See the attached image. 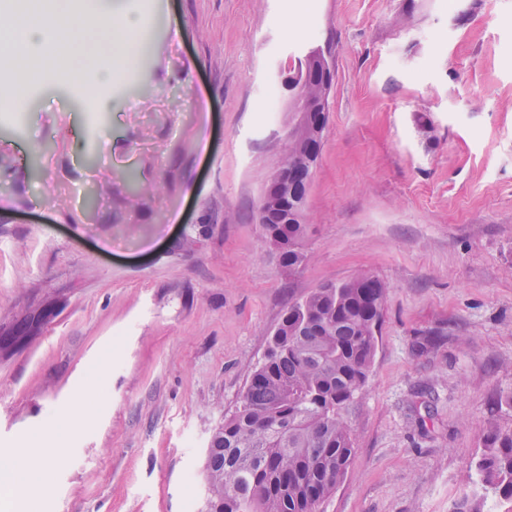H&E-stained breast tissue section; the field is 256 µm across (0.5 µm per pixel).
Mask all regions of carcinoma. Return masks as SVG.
Returning a JSON list of instances; mask_svg holds the SVG:
<instances>
[{
    "mask_svg": "<svg viewBox=\"0 0 512 512\" xmlns=\"http://www.w3.org/2000/svg\"><path fill=\"white\" fill-rule=\"evenodd\" d=\"M282 236L281 265H302L304 224H265ZM386 287L367 271L288 305L235 410L213 429L202 512H321L350 464L344 414L366 383ZM476 483L512 504V430L492 424ZM465 494L452 512H482Z\"/></svg>",
    "mask_w": 512,
    "mask_h": 512,
    "instance_id": "1",
    "label": "carcinoma"
}]
</instances>
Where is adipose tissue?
<instances>
[{
	"label": "adipose tissue",
	"instance_id": "1",
	"mask_svg": "<svg viewBox=\"0 0 512 512\" xmlns=\"http://www.w3.org/2000/svg\"><path fill=\"white\" fill-rule=\"evenodd\" d=\"M151 28L130 13L88 10L85 0H0V65L15 72L13 97L23 102L32 85L59 76L81 83L88 75L111 80L133 67Z\"/></svg>",
	"mask_w": 512,
	"mask_h": 512
}]
</instances>
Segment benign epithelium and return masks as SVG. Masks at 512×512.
Instances as JSON below:
<instances>
[{"label": "benign epithelium", "mask_w": 512, "mask_h": 512, "mask_svg": "<svg viewBox=\"0 0 512 512\" xmlns=\"http://www.w3.org/2000/svg\"><path fill=\"white\" fill-rule=\"evenodd\" d=\"M294 90L290 109L299 114L287 132L289 157L274 170L260 196L267 224H303L314 169L320 154L326 123L324 110L335 81L330 50L314 48L302 56L301 65L287 61Z\"/></svg>", "instance_id": "1"}]
</instances>
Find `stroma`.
<instances>
[{"label":"stroma","instance_id":"stroma-1","mask_svg":"<svg viewBox=\"0 0 512 512\" xmlns=\"http://www.w3.org/2000/svg\"><path fill=\"white\" fill-rule=\"evenodd\" d=\"M112 9L154 31L137 67L0 108V325L50 307L0 351V454L68 449L30 476L38 512H200L209 435L289 302L362 269L387 288L383 322L323 512H451L488 422L512 428V0ZM325 45L336 78L291 270L254 214L298 120L278 66ZM95 377L90 423L63 429Z\"/></svg>","mask_w":512,"mask_h":512}]
</instances>
